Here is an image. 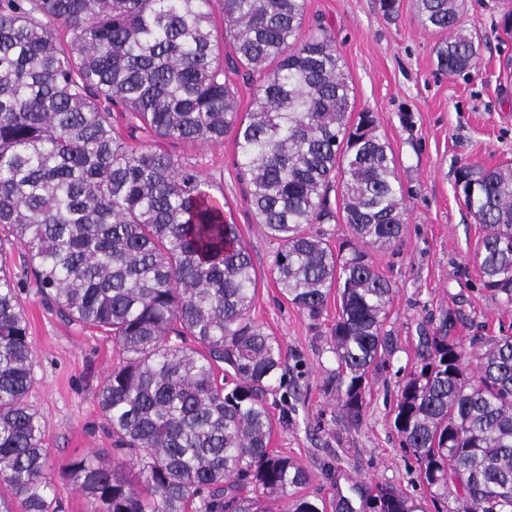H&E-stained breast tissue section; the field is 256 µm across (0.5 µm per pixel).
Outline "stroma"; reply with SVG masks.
Here are the masks:
<instances>
[{"instance_id": "35a3bbf8", "label": "stroma", "mask_w": 512, "mask_h": 512, "mask_svg": "<svg viewBox=\"0 0 512 512\" xmlns=\"http://www.w3.org/2000/svg\"><path fill=\"white\" fill-rule=\"evenodd\" d=\"M502 8V0H465L463 22L480 38L478 65L469 74L448 76L437 69L440 37L422 27L415 0H400L392 16L379 0H306L304 30L321 25L334 34L353 110L375 113L406 199L397 242L370 251L376 270L396 288L387 326L397 348L370 383L360 425L348 423L323 389L335 366L328 328L336 304L328 302L313 321L280 296L269 274L277 243L257 224L244 197L233 134L215 144L174 147L225 203L253 257L258 286L252 316L286 355L284 378L268 396L276 421L271 446L311 474L305 492L325 503L357 481L427 496L393 427L397 395L419 360L420 328L446 316L450 336L465 344L477 336L512 334V306L479 289L477 254L485 229L474 223L455 189L459 166L492 168L512 160V36L499 25ZM19 296L36 361L28 399L45 427L63 512H93L61 474L69 461L95 452L101 462L112 461L97 396L118 354L110 339L60 319L33 280L23 281Z\"/></svg>"}]
</instances>
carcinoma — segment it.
Returning a JSON list of instances; mask_svg holds the SVG:
<instances>
[{"label":"carcinoma","instance_id":"carcinoma-1","mask_svg":"<svg viewBox=\"0 0 512 512\" xmlns=\"http://www.w3.org/2000/svg\"><path fill=\"white\" fill-rule=\"evenodd\" d=\"M416 6L442 36L440 70L469 73L479 44L459 0ZM305 8L0 0V512H14L13 501L55 512L57 492L27 401L35 357L8 245L24 250L21 268L49 308L112 337L121 355L98 405L113 453L136 461L138 479L95 455L71 461L63 476L94 512H267L263 500L284 503L279 512H325L323 500L290 493L311 476L270 448L267 394L285 355L250 317L252 257L201 173L170 150L234 133L248 204L278 242L269 272L282 296L311 319L339 297L324 390L361 422L369 379L396 350L385 329L396 289L367 249L399 238L404 192L376 118L352 112L333 34L302 33ZM230 72L259 78L252 111H239ZM139 132L148 145H132ZM456 184L487 230L480 285L512 305V161L463 165ZM337 219L352 240L335 248L311 225ZM419 348L393 426L435 512H512V335L467 347L448 339L445 316ZM366 507L425 512L393 487L368 496L358 485L335 512Z\"/></svg>","mask_w":512,"mask_h":512}]
</instances>
